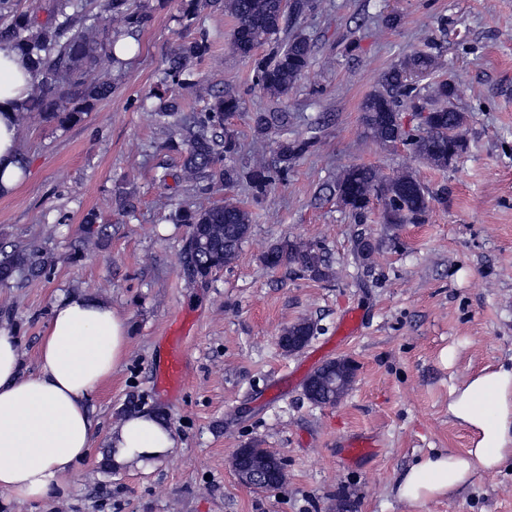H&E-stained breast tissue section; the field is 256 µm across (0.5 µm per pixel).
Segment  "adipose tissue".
Returning a JSON list of instances; mask_svg holds the SVG:
<instances>
[{"label":"adipose tissue","mask_w":512,"mask_h":512,"mask_svg":"<svg viewBox=\"0 0 512 512\" xmlns=\"http://www.w3.org/2000/svg\"><path fill=\"white\" fill-rule=\"evenodd\" d=\"M32 82L29 62L0 43V197L17 190L26 165L17 117ZM129 326L111 303L59 292L38 351L23 373L14 336L0 332V494L43 500L73 480L98 436L88 399L128 355ZM448 413L474 435L465 453L425 456L402 474L396 493L416 505L455 494L480 471L512 456V368L477 373L453 387ZM176 445L169 424L149 411L127 415L108 438L111 463L147 468Z\"/></svg>","instance_id":"ef3b65f1"}]
</instances>
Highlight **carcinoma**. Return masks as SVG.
<instances>
[{"label":"carcinoma","mask_w":512,"mask_h":512,"mask_svg":"<svg viewBox=\"0 0 512 512\" xmlns=\"http://www.w3.org/2000/svg\"><path fill=\"white\" fill-rule=\"evenodd\" d=\"M312 7L311 0H293L285 8L283 0H182L184 28L196 35L179 42L167 55L162 77L140 102L139 108L152 113L155 122L169 133L167 147L182 157L181 169L165 172L161 182L186 180L206 194L216 182L232 187L246 179L257 197L283 183L298 159L317 142V123L296 125L286 110L255 112L250 116L253 137L263 140L273 130L283 131L274 141L270 156L255 154L246 175H241L231 159L239 153L240 143L228 129L227 120L241 110L242 101L232 89L209 91V100L200 108L185 110L181 92L196 83L190 76L194 63L210 49L206 30L199 27L206 11L224 10L235 20L230 35L234 53L252 62L253 83L269 97H288L312 64L313 45L303 34H294L281 45L258 56L257 49L271 43L283 30L288 16L297 19ZM115 19L120 29L110 38L99 37L101 13ZM154 9L149 0H103L101 12L95 13L88 0H56L48 18L19 12L16 0H0V42L8 41L24 52L32 62L33 86L21 113L39 112L59 125L76 123L95 104L112 94L107 79L93 76L94 68L104 61H116V35L131 38L149 28ZM441 67L438 59L418 50L381 74L377 87L362 104L363 120L372 138L387 146L399 141L414 157L438 169L448 168V158L467 149L463 134L465 114L455 108L454 85L439 80L425 87L418 82ZM426 112L413 129L399 122L403 109ZM324 190L341 198L352 215L360 217L372 198L384 202L383 222L389 227L420 224L430 207L431 196L421 180L411 171L402 170L383 177L373 167L353 165L342 171ZM136 205L128 196H118L115 223L126 224L135 216ZM170 220L187 228L191 243L182 251L184 272L203 280L214 271L231 264L251 232L250 214L232 197L207 207L172 204ZM378 248L369 237L359 236L355 253L365 262ZM269 269L296 267L314 280L333 275L332 265L321 248L283 239L262 256ZM51 260L35 246H0V282L27 280L45 272Z\"/></svg>","instance_id":"obj_1"}]
</instances>
